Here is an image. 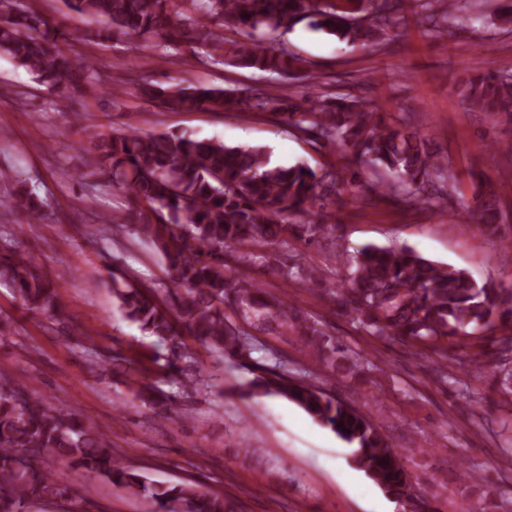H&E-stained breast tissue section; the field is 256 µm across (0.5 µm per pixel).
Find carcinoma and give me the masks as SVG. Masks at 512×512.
<instances>
[{"mask_svg":"<svg viewBox=\"0 0 512 512\" xmlns=\"http://www.w3.org/2000/svg\"><path fill=\"white\" fill-rule=\"evenodd\" d=\"M84 26L66 29L33 6V0H0V53L36 76L49 92L69 98L98 76L93 57L76 44L101 45L131 38L146 46L190 54L192 60L254 68L292 78L307 72L303 58L281 42L302 21L339 41L363 49L384 39L405 0H63ZM420 20L441 31L456 0H416ZM236 38H228L225 30ZM467 106L512 117V74L466 70L457 84ZM142 95L159 112H251L278 117L310 140L332 146L341 162L320 171L302 163L283 166L257 146L230 147L192 134H153L128 129L93 144L114 188L130 208V233L151 239L170 274L163 294L112 269V298L124 319L139 324L163 346L161 376L148 363L112 354V372L133 394L162 413L205 381L201 362L189 351L192 338L206 349L241 361L255 375L248 393L285 397L354 448V462L385 492L422 512L410 494L402 455L354 405L288 372V363L257 352L249 330L291 332L321 363L337 371L355 365L350 349L294 313L287 300L265 294L236 267L266 260L264 248H288V238L310 242L334 226L313 220L326 201L349 191L350 200H392L412 209L431 205L450 180L448 163L432 154L405 120L390 122L369 99L356 95L311 100L303 109L285 93L262 87L241 92L214 86L146 84ZM31 191L0 196L3 211L40 214ZM307 218L304 224L290 217ZM499 196L482 197L468 223L496 228ZM285 282L304 287L314 270L278 262ZM341 287L331 297L370 336L417 346L440 359L438 381L448 379L442 361L462 337L480 342L470 355L483 371L512 361V289L482 284L462 270L440 266L405 248L366 245L349 257ZM0 281L16 289L28 310L60 318L65 305L31 254L0 252ZM168 379L170 389L158 383ZM46 454L71 467L103 476L130 495L146 493L156 512H235L224 495L179 483L156 486L133 469L112 465V446L88 420L48 406L36 392H21L0 374V512H26L39 501L69 499V476L43 471Z\"/></svg>","mask_w":512,"mask_h":512,"instance_id":"1","label":"carcinoma"}]
</instances>
